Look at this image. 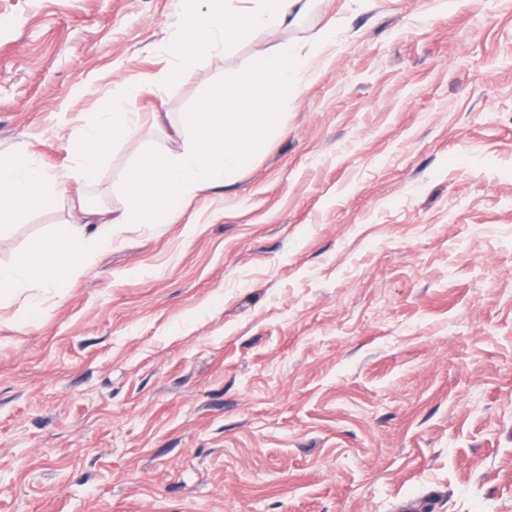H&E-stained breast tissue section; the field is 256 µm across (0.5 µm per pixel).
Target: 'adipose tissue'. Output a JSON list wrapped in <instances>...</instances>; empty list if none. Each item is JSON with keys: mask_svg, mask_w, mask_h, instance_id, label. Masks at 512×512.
<instances>
[{"mask_svg": "<svg viewBox=\"0 0 512 512\" xmlns=\"http://www.w3.org/2000/svg\"><path fill=\"white\" fill-rule=\"evenodd\" d=\"M247 9H230V0H188L178 33L159 52L169 66L147 79L116 82L100 110L69 141L78 178L48 176L28 151L0 154V223L45 207L51 186L92 183L116 144L139 133L134 105L155 88L175 82L182 71L224 49L251 43L262 28L283 25L301 0H252ZM299 55L290 45L277 53L255 51L243 78L198 98L183 119L182 144L142 154L126 173V206L118 212L80 206L73 221L57 233L33 238L8 265H0V305L24 290H61L111 247L115 225L172 224L207 187L229 182L242 163L280 133L276 107L298 89Z\"/></svg>", "mask_w": 512, "mask_h": 512, "instance_id": "adipose-tissue-1", "label": "adipose tissue"}]
</instances>
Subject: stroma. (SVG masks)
I'll use <instances>...</instances> for the list:
<instances>
[{
  "label": "stroma",
  "mask_w": 512,
  "mask_h": 512,
  "mask_svg": "<svg viewBox=\"0 0 512 512\" xmlns=\"http://www.w3.org/2000/svg\"><path fill=\"white\" fill-rule=\"evenodd\" d=\"M180 9L0 0V154L73 166ZM285 42L305 75L230 182L0 307V512H512V0H307L140 101L87 197L121 211L153 113ZM77 210L16 220L0 264Z\"/></svg>",
  "instance_id": "35a3bbf8"
}]
</instances>
